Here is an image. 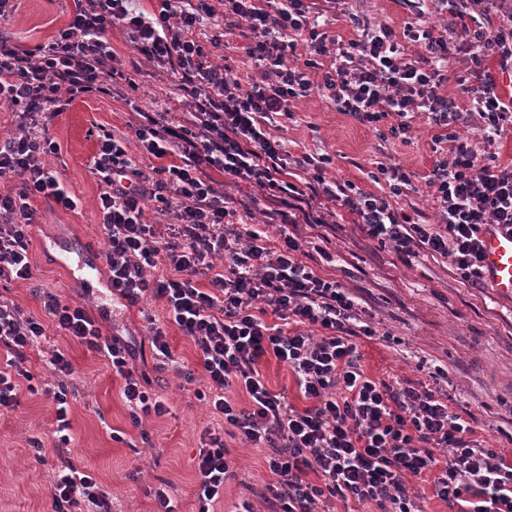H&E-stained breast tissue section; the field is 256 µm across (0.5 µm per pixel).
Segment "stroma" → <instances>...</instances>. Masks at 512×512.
I'll list each match as a JSON object with an SVG mask.
<instances>
[{
  "instance_id": "obj_1",
  "label": "stroma",
  "mask_w": 512,
  "mask_h": 512,
  "mask_svg": "<svg viewBox=\"0 0 512 512\" xmlns=\"http://www.w3.org/2000/svg\"><path fill=\"white\" fill-rule=\"evenodd\" d=\"M73 9V0H19L8 20H0V34L35 48L65 25ZM315 9L329 18V35L345 41L356 37L357 31L349 23L335 21L339 12L357 14L371 28L389 25L399 35L406 26L439 20L435 0H336L332 6L327 0H315ZM110 40L126 73L134 74L135 84L123 87L119 98L80 97L52 121L49 134L58 150L47 155L45 163L82 205L70 211L35 198L29 246L33 279L0 283V297L37 317L42 314V301L32 292L36 286L92 311L106 304L111 315L101 323L103 333L139 340L147 334L145 315L164 318L161 302L127 306L109 296L83 292L72 282L75 262H55L48 252L53 244L66 242L97 250L104 247L96 207L98 184L87 168L97 149L95 128L105 127L117 136L128 134L129 123L136 119L133 107L160 112L177 93L175 78H154L121 31H112ZM435 133L419 117L409 142H383L372 129L337 112L314 93L294 105L291 116L281 117L276 135L290 156L328 155L332 162L326 167L327 177L376 194L387 189L385 183L372 179L379 164L414 172L415 189L400 197L399 205L408 212L418 211L430 224L436 215L423 177L434 158ZM321 232L332 256L324 266L326 273L351 288L375 331L374 336L358 340L367 372L389 382L436 384L453 412L475 415V437L482 446L512 453V298L497 295L486 285L474 288L459 283L448 260L441 257L424 254L405 265L364 238L344 210H337L334 223ZM47 344L63 351L74 369L75 396L69 414L72 460L94 474L112 502V512H153V491L162 478L175 486L177 512H192L194 459L203 430L213 423L212 415L195 399L193 385L170 370L151 373V389L167 398L171 413L144 419L136 429L121 397L122 381L102 356L64 335H51ZM438 366L445 373L437 377L433 370ZM54 418L48 401L29 393L23 394L16 409L0 413V512H47L56 457L49 452L44 460H36L29 441L36 437L51 444ZM227 445L240 474L238 481L225 486L218 512H232L246 497L247 487H260L268 478L258 449L232 439Z\"/></svg>"
}]
</instances>
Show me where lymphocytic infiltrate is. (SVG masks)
Wrapping results in <instances>:
<instances>
[{
  "mask_svg": "<svg viewBox=\"0 0 512 512\" xmlns=\"http://www.w3.org/2000/svg\"><path fill=\"white\" fill-rule=\"evenodd\" d=\"M148 14L138 0H76L65 27L36 48L0 36V108L15 112L18 134L0 138V281L32 280L29 228L32 198L73 210L78 198L47 168L57 146L53 119L88 93L116 94L120 59L109 35L123 30L158 74L179 76L182 120L170 112H145L133 139L98 135L88 168L99 185L101 252L112 294L126 305L163 301L165 320L148 318V340L158 367L174 366L186 383L192 370L174 364L166 329L176 326L195 349L206 387L196 390L217 426L200 437L194 512H214L228 481L237 477L225 444L233 437L265 449L270 473L259 492L272 512H326L331 498L376 505L378 512H421L419 481L452 512H512V459L481 447L472 418L451 411L439 390L368 376L358 338L373 330L357 297L340 281L309 265L311 241L297 228L325 224L329 204L354 215L365 238L391 247L403 263L421 254L449 259L462 282L481 284L482 236L487 226L512 231V164L494 168L454 132L460 105L444 92L450 59L467 54L474 65L468 92L472 117L487 147L512 126V101H504L484 62L512 61V11L498 27L484 25L498 0H462L456 18L472 12L455 40L417 30L413 50L400 48L389 25L362 30L348 41L320 31L307 0H158ZM223 20L209 45L198 28ZM243 28L242 49L255 67L248 83L212 64L208 46ZM305 45L303 66L289 57ZM319 92L337 111L372 127L380 140L408 142L412 122L426 116L445 128L448 154L438 155L425 182L438 221L423 224L393 205L412 187L402 167L382 168L388 191H362L351 182L328 183L327 155H303L304 185L288 182L282 144L271 133L290 115L292 102ZM158 159L144 171L131 148ZM223 172L224 182L211 170ZM254 188L292 201L268 212L277 235L239 216L228 187ZM154 209L158 221L146 218ZM171 215L172 223L160 218ZM43 317L0 299V410L20 403L32 381L28 352L56 331L105 357L123 381L121 397L133 427L170 409L145 387L135 362L138 348L122 336L103 335L78 304L41 292ZM284 363L306 401L298 407L286 390H272L260 365L265 356ZM48 367L58 383L44 395L55 408L52 432L57 466L49 487L50 512H111L96 477L70 456L71 362L53 351Z\"/></svg>",
  "mask_w": 512,
  "mask_h": 512,
  "instance_id": "f902f5d3",
  "label": "lymphocytic infiltrate"
}]
</instances>
